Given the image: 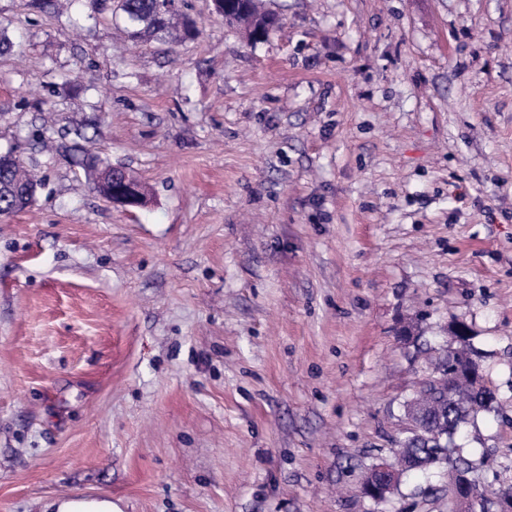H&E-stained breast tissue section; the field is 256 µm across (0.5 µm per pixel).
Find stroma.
Returning <instances> with one entry per match:
<instances>
[{
	"label": "stroma",
	"mask_w": 512,
	"mask_h": 512,
	"mask_svg": "<svg viewBox=\"0 0 512 512\" xmlns=\"http://www.w3.org/2000/svg\"><path fill=\"white\" fill-rule=\"evenodd\" d=\"M134 44L110 9L0 0V512H448V468L360 485L465 324L500 406L463 445L512 486V0H262L265 41ZM84 127L143 205L40 135ZM0 154V214L21 211L33 201L42 179L22 163L10 159L11 152ZM86 168L91 172L93 177L94 188L99 192L105 199L111 202L120 203L123 205H137L138 194L137 189L127 183L126 181L121 184L112 181V170H127L124 167H114L112 165L99 166L96 160L90 159L86 162ZM397 476V469L391 467L388 463L375 466L370 469L363 480L362 495L376 502L386 500L388 494L393 490ZM42 512H121L112 499L57 497L44 505Z\"/></svg>",
	"instance_id": "35a3bbf8"
}]
</instances>
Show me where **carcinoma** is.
Segmentation results:
<instances>
[{
    "label": "carcinoma",
    "instance_id": "carcinoma-1",
    "mask_svg": "<svg viewBox=\"0 0 512 512\" xmlns=\"http://www.w3.org/2000/svg\"><path fill=\"white\" fill-rule=\"evenodd\" d=\"M215 7L225 23L243 29L250 42L257 43L269 37L278 24L276 14L264 11L257 0H215ZM112 14L122 22V32L134 44L147 41L176 43L193 38L198 30L195 22L171 0H112ZM73 145L67 147L42 139L49 150L57 153L64 148L80 150L79 142L87 140L83 128L69 131ZM86 168L93 177L94 188L104 198L112 199V165L101 166L91 159ZM42 179L26 169L21 162L11 159V153L0 155V214L21 211L33 201ZM455 324L448 326L457 347L448 348L437 357L433 370L448 368L454 375L448 380V394H436L425 388L408 401V406H420L423 424L410 431L395 451V466L406 475L425 470L437 463L464 468L471 459L460 452L456 438L462 428L474 423L481 413L497 412L496 397L487 389L478 388L476 379L468 374L474 363L468 334L454 333Z\"/></svg>",
    "mask_w": 512,
    "mask_h": 512
}]
</instances>
